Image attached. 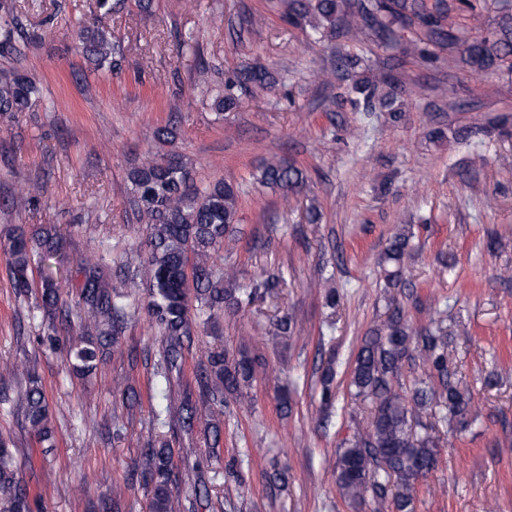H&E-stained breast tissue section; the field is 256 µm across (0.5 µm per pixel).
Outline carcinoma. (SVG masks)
<instances>
[{"instance_id": "carcinoma-1", "label": "carcinoma", "mask_w": 512, "mask_h": 512, "mask_svg": "<svg viewBox=\"0 0 512 512\" xmlns=\"http://www.w3.org/2000/svg\"><path fill=\"white\" fill-rule=\"evenodd\" d=\"M494 9V23L480 35L470 37L458 28L457 18L471 0H288L286 18L293 25L310 28L311 36L321 39L333 34L336 27L354 37H372L390 45L407 30L423 31L420 42L446 54L448 66L482 73H506L512 76V0H483ZM15 4L3 3L0 10L6 20L0 24V56L22 55L20 41L27 36L17 29ZM84 54L96 66L114 59L117 44L112 32L102 26L81 31ZM276 77L262 68L245 67L224 84V94L214 99L219 112L229 113L240 106L238 91L267 88ZM352 92L353 103L366 111L375 108L396 120L400 117L401 87L383 72L373 80H357ZM42 88L31 76L18 68L0 70V117L31 108L40 99ZM132 206L139 219L150 226L145 241L146 258L141 280L130 277L131 287L148 292L147 311L157 326L163 345L160 367L165 379L181 374L185 350L200 325V317L210 321L221 314L236 315L249 305L257 289L244 292L235 283V272H221L212 261L234 232L239 222L240 185L219 180L205 189L197 188L183 158L167 153L150 159L130 170ZM254 181L262 187L287 195L298 194L305 187L301 169L280 160L265 164ZM65 240L53 226L41 225L27 233L13 230L3 251L8 257L12 287L19 295L31 288L40 291L41 308L49 320L61 309V286L57 272L49 261L60 262ZM411 257L410 236L398 231L386 249L384 263L392 266L386 277L399 285L402 267ZM42 266L40 282L33 280L34 264ZM81 281L73 307L76 311V335L69 338V356L77 372H89L100 348L117 342L132 317L129 294L112 285V269L96 263L82 266ZM199 308L191 313L190 296ZM438 318L420 329L410 328L402 310L388 311L382 323L370 330L360 346L351 372L355 396L369 401L372 417L342 449L334 463L336 482L343 498L354 505L368 501L374 512H415L412 485L429 474L438 464L439 450L426 435L417 430L428 426L419 420V411L433 404L444 409L442 421L451 431L469 424L470 393L466 384L448 371V333ZM258 359L241 349L231 354L212 350L200 367L198 395L185 392L177 398L167 397L161 424L173 431L191 435L197 416L209 417L203 435L211 454L218 453L220 418L224 399L240 398L254 379ZM426 368V378L412 390L401 383L404 367ZM25 419L42 444L55 447L49 426V410L40 380L29 375L20 393ZM141 465L152 484L151 512H184L182 499L174 493L177 480L207 490L198 467L177 476L169 442L149 441L141 449ZM17 464L0 441V488L15 487Z\"/></svg>"}]
</instances>
